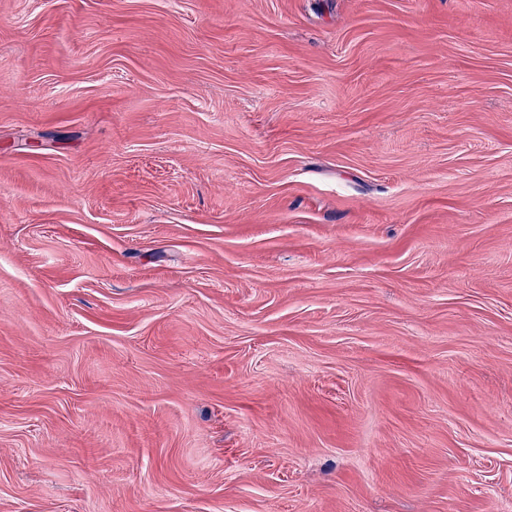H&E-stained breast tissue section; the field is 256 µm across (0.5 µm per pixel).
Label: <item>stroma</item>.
<instances>
[{
  "mask_svg": "<svg viewBox=\"0 0 512 512\" xmlns=\"http://www.w3.org/2000/svg\"><path fill=\"white\" fill-rule=\"evenodd\" d=\"M0 512H512V0H0Z\"/></svg>",
  "mask_w": 512,
  "mask_h": 512,
  "instance_id": "35a3bbf8",
  "label": "stroma"
}]
</instances>
